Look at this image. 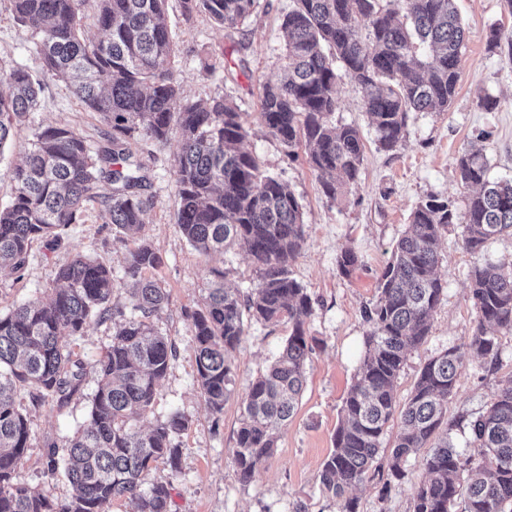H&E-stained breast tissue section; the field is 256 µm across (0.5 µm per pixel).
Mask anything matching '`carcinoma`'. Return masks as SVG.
<instances>
[{
  "instance_id": "obj_1",
  "label": "carcinoma",
  "mask_w": 512,
  "mask_h": 512,
  "mask_svg": "<svg viewBox=\"0 0 512 512\" xmlns=\"http://www.w3.org/2000/svg\"><path fill=\"white\" fill-rule=\"evenodd\" d=\"M16 21L38 37L43 70L68 83L87 112L110 128L90 145L73 127H39L13 171L12 201L0 206V269H26L32 244H61L60 230L77 224L84 204L97 200L105 223L122 239H136L153 200L137 192L148 180L131 140L157 141L173 128L181 135L172 169L178 196L177 227L195 249L222 252L239 244L258 268L257 283L241 297L224 289V271L212 269L200 309L192 314L197 382L211 413L220 416L232 393L234 349L247 321L278 323L291 332L266 371L249 383L236 432L234 465L243 483L273 454L277 434L293 417L312 352L306 323L313 304L292 276L290 263L304 245L302 205L287 183L261 170L243 148V113L222 96H182L173 63L176 49L166 23L168 0H96L99 40L82 34L87 0H11ZM255 0H181L191 21L204 13L221 27L244 23ZM284 76L262 86L259 119L292 153L304 148L323 176V194L335 199L358 180L364 142L358 128L331 121L336 112V66L360 85L378 147L387 152L406 138L410 112H446L456 95L464 29L455 0H294L283 17ZM41 83L29 68L0 70V154L40 106ZM460 181L472 189L465 211L435 196L419 202L378 277L379 296L363 310L369 326L356 380L347 393L334 435V450L318 474L339 512H357L349 490L371 468L398 477L421 449L427 479L414 492L413 512H512V376L489 406L466 425L465 449L450 438L445 420L465 363L500 361L498 330L512 331V265L487 262L469 274L477 320L468 341L431 357L400 405L394 383L408 354L429 334L445 286L436 273L440 238L461 228L463 247L512 236V180L491 182L488 161L475 147L456 160ZM163 257L145 241L129 250L123 275L136 285L130 314L116 323L112 344L91 366L98 378L87 420L67 448L51 447L46 475L62 472L71 484L54 501L18 479L30 447L28 418L17 404L23 388L34 401L61 405L83 382L84 367L63 338L81 336L93 321L116 314L112 270L78 255L58 271L62 287L0 315V512H105L115 499L134 512H171V482L145 485L151 464L163 458L179 471L176 438L189 419L176 411L144 432L156 385L175 348L151 318L167 302L153 272ZM402 428L386 464L380 439L395 412ZM477 450V454L468 449Z\"/></svg>"
}]
</instances>
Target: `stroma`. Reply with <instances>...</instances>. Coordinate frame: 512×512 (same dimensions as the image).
Masks as SVG:
<instances>
[{
	"label": "stroma",
	"instance_id": "1",
	"mask_svg": "<svg viewBox=\"0 0 512 512\" xmlns=\"http://www.w3.org/2000/svg\"><path fill=\"white\" fill-rule=\"evenodd\" d=\"M456 4L465 41L455 100L440 114L409 113L407 138L397 151L378 148L360 87L348 74H340L333 119L357 126L365 150L358 181L341 199L332 200L323 195L305 154L289 155L258 118L262 85L281 74V21L293 0H257L255 12L244 25L224 29L202 14L184 21L179 0H170L168 24L178 53L175 76L184 97L232 98L249 128L245 149L259 158L265 171L288 183L302 206L305 244L291 271L312 299L313 313L306 329L314 345L294 417L280 432L273 455L258 464L250 483H242L234 465L242 401L250 381L282 349L291 326L285 321L246 323L238 345L228 355L233 392L221 418H214L197 383L192 314L202 303L211 269H222L225 287L245 294L257 278V268L239 248L206 255L180 234L171 169L179 135L171 134L164 142L145 137L134 142L133 153L148 166L142 193L154 201L144 217L142 235L164 258L154 276L168 294V303L153 324L177 350L157 386L151 417L162 420L178 410L189 419L177 439L179 473L171 474L161 459L146 476L150 482L172 479V512H295L299 506L306 512H339L336 500L321 490L317 475L333 449L340 410L365 352L369 327L362 310L377 298L380 272L419 201L434 195L464 211L468 191L457 180L455 164L470 142L480 141L492 178L512 179V58L503 50L504 44L512 42V0H456ZM493 28L498 29L502 43L498 49L488 45ZM209 61L215 63V70L206 69ZM18 64L42 80L41 107L0 155V205L11 197V168L28 147L33 129L42 124H68L93 144L102 141L108 131L63 82L42 74L29 32L14 20L9 0H0V70ZM487 94L497 101L494 110H485L482 104ZM62 237L61 246L52 251L34 244L23 276L0 271V313L56 288L59 268L78 254L111 267L116 277L112 302L127 305L131 283L122 274L129 245L114 226L103 222L99 204L87 203L81 222L65 228ZM348 247L355 249L361 263L345 274L338 257ZM439 255L437 272L446 286L445 295L425 342L408 355L396 381L401 402L430 357L462 345L471 335L476 310L469 272L488 259L511 261L512 237L490 240L482 252L472 253L463 248L457 231L451 230L441 238ZM112 330V322H94L83 335L66 337L65 342L74 358L89 363L111 345ZM499 338L503 348L499 369L488 372L479 361L467 362L448 401L449 421L484 409L501 380L512 375V333L501 331ZM96 388V377L89 373L80 391L63 406L52 399L32 404L24 392L18 396L32 431L19 477L50 499H67L71 486L65 476L46 475V444L66 445L86 421ZM425 477L423 459L416 456L405 463L402 477L391 483L380 478L365 481L354 491L358 512H412L414 490Z\"/></svg>",
	"mask_w": 512,
	"mask_h": 512
}]
</instances>
